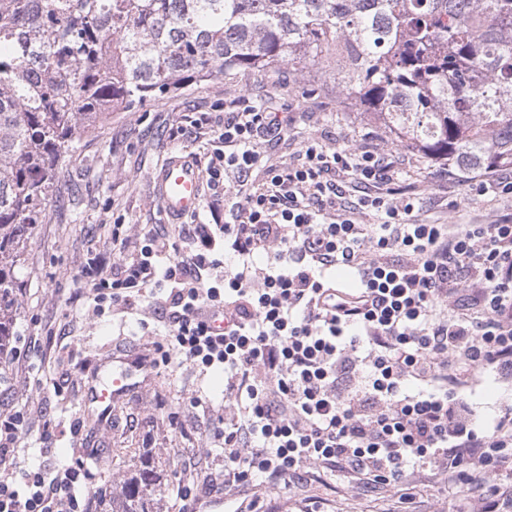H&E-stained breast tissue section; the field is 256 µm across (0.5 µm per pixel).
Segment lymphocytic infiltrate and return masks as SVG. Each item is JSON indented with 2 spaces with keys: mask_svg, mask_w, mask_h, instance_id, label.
<instances>
[{
  "mask_svg": "<svg viewBox=\"0 0 512 512\" xmlns=\"http://www.w3.org/2000/svg\"><path fill=\"white\" fill-rule=\"evenodd\" d=\"M287 122L231 105L207 166L213 186L237 176L223 223L182 230L166 255L145 231L112 265L89 259L83 288L98 302L137 293L186 362L223 369L225 490L315 471L396 487L407 504L411 473L428 472L464 483L470 512H512V404L483 423L469 399L484 378L512 384V214L418 223L371 149L310 143L287 167L264 165L258 131ZM341 176L369 187L356 206ZM365 211L379 223L358 222ZM340 267L356 287L338 284ZM81 486L72 468L31 470L21 488L0 480V512H86Z\"/></svg>",
  "mask_w": 512,
  "mask_h": 512,
  "instance_id": "f902f5d3",
  "label": "lymphocytic infiltrate"
}]
</instances>
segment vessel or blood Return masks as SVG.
Segmentation results:
<instances>
[{
    "mask_svg": "<svg viewBox=\"0 0 512 512\" xmlns=\"http://www.w3.org/2000/svg\"><path fill=\"white\" fill-rule=\"evenodd\" d=\"M157 196L163 215L179 219L195 214L202 202V183L199 168L192 157H171L156 177ZM108 382L92 387L88 400L103 412H110L115 402L139 388L142 371L131 359L114 356ZM224 506L222 489L208 490L189 505V512H221Z\"/></svg>",
    "mask_w": 512,
    "mask_h": 512,
    "instance_id": "b4317fda",
    "label": "vessel or blood"
}]
</instances>
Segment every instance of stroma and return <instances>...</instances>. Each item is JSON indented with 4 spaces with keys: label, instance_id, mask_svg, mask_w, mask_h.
<instances>
[{
    "label": "stroma",
    "instance_id": "obj_1",
    "mask_svg": "<svg viewBox=\"0 0 512 512\" xmlns=\"http://www.w3.org/2000/svg\"><path fill=\"white\" fill-rule=\"evenodd\" d=\"M241 99L294 121L281 134L259 133L256 141L272 164L287 163L307 143L332 151L371 147L403 160L402 178L412 188L421 219L437 224H491L512 213V197L474 195L465 182L439 176L425 161L395 142L377 120L337 95L319 63L293 71L277 65L262 72L218 75L161 96L134 110L112 113L81 131L77 148L60 163L53 198L21 256L17 275L14 363L0 362V418L20 415L25 431L0 478L20 477L31 467L49 476L81 469L87 495L116 494L137 452L148 449L165 476L156 512H181L175 487L192 494L204 488L205 473L219 474L222 459L211 452L215 423L224 412V377L201 372L172 356L149 383L116 404L105 422L89 423L83 411L89 383L112 367L114 342L129 351L162 344L160 323L141 298L95 306L78 283L86 259L112 257V235L131 236L165 218L153 193L154 176L175 153L207 166L224 123V103ZM457 208H449V201ZM415 512H457L460 502L440 482L412 475ZM258 495L266 512H302L324 500V512H392L390 487H327L305 477L283 489L264 485Z\"/></svg>",
    "mask_w": 512,
    "mask_h": 512
}]
</instances>
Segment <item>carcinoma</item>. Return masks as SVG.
Listing matches in <instances>:
<instances>
[{"label":"carcinoma","instance_id":"carcinoma-1","mask_svg":"<svg viewBox=\"0 0 512 512\" xmlns=\"http://www.w3.org/2000/svg\"><path fill=\"white\" fill-rule=\"evenodd\" d=\"M321 58L400 145L512 160V0H0V347L15 269L83 126L215 74ZM139 465L111 512H154Z\"/></svg>","mask_w":512,"mask_h":512}]
</instances>
